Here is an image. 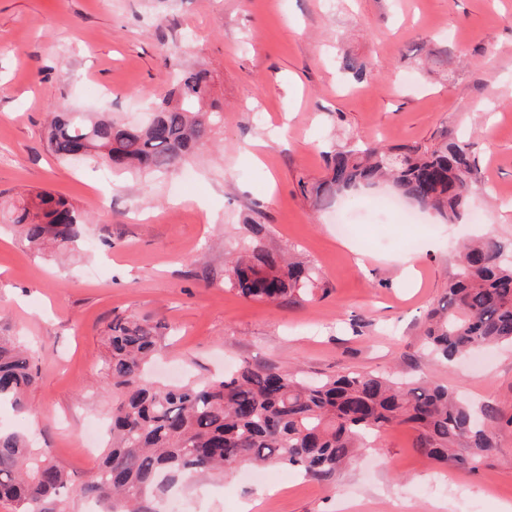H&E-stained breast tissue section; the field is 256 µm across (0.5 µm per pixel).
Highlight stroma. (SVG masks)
<instances>
[{"label": "stroma", "mask_w": 512, "mask_h": 512, "mask_svg": "<svg viewBox=\"0 0 512 512\" xmlns=\"http://www.w3.org/2000/svg\"><path fill=\"white\" fill-rule=\"evenodd\" d=\"M366 63L356 80L344 58ZM210 74L224 125L185 172L114 176L46 148L52 113L144 119L174 69ZM474 144L473 211L483 222L422 213L405 224L359 190L314 206L305 186L324 154L368 144ZM47 190L89 213L67 257L28 249L0 223V336L26 344L38 379L0 430L36 434L71 473L92 474L85 426L116 399L98 365L114 316L166 326L155 379L176 384L242 362L304 376L372 372L428 379L473 411L497 410L478 471L428 459L417 432L387 429L335 479L287 488L211 476L173 490L158 512H483L512 505V347L455 365L425 350L421 323L457 268L463 238L512 240V0H0V193ZM265 244L320 274L300 300L273 307L225 287V263Z\"/></svg>", "instance_id": "1"}]
</instances>
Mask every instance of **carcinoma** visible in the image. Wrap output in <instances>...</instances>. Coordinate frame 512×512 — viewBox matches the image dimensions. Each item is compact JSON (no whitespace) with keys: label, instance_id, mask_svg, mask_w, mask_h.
Segmentation results:
<instances>
[{"label":"carcinoma","instance_id":"1","mask_svg":"<svg viewBox=\"0 0 512 512\" xmlns=\"http://www.w3.org/2000/svg\"><path fill=\"white\" fill-rule=\"evenodd\" d=\"M204 69L177 74L157 99L155 119L128 126L106 114L55 112L49 151L64 161L91 160L114 172L165 174L204 148L224 115L207 103ZM328 175L312 187L314 202L361 185L389 182L402 197L454 224L468 211L475 159L471 142L443 132L419 146L347 145L327 153ZM8 223L35 252L63 253L89 215L67 198L37 192L3 200ZM251 245L228 261L224 283L246 299L276 303L305 296L317 269L262 245L263 224H252ZM427 348L443 363L512 344V241L486 235L464 246L456 272L427 313ZM161 326L116 316L100 374L120 393L108 451L79 488L101 512H155L153 499L192 477H227L243 463L295 470L329 480L360 448L394 425L418 432V450L440 464L475 471L493 448L485 422L460 396L434 381L401 385L372 372L307 380L288 369L252 367L221 378L168 386L147 366L161 354ZM36 372L28 351L0 336V404L24 406ZM72 482L51 449L34 448L20 432L0 431V500L13 512H74Z\"/></svg>","mask_w":512,"mask_h":512}]
</instances>
